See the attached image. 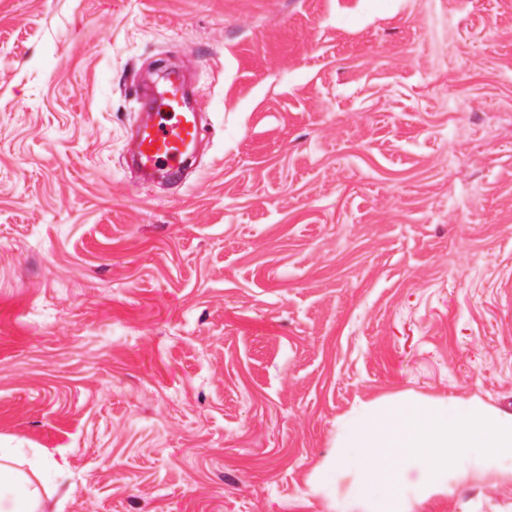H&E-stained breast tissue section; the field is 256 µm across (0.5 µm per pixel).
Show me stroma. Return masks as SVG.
<instances>
[{
  "label": "stroma",
  "instance_id": "35a3bbf8",
  "mask_svg": "<svg viewBox=\"0 0 512 512\" xmlns=\"http://www.w3.org/2000/svg\"><path fill=\"white\" fill-rule=\"evenodd\" d=\"M172 67L199 164L145 183ZM406 391L512 412V0H0V448L64 462L48 512H338V421Z\"/></svg>",
  "mask_w": 512,
  "mask_h": 512
}]
</instances>
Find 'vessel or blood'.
Returning a JSON list of instances; mask_svg holds the SVG:
<instances>
[{"instance_id":"b4317fda","label":"vessel or blood","mask_w":512,"mask_h":512,"mask_svg":"<svg viewBox=\"0 0 512 512\" xmlns=\"http://www.w3.org/2000/svg\"><path fill=\"white\" fill-rule=\"evenodd\" d=\"M141 108L144 117L131 141L132 168L146 182L159 174L181 178L203 132L200 114L190 106L181 76L144 96Z\"/></svg>"}]
</instances>
